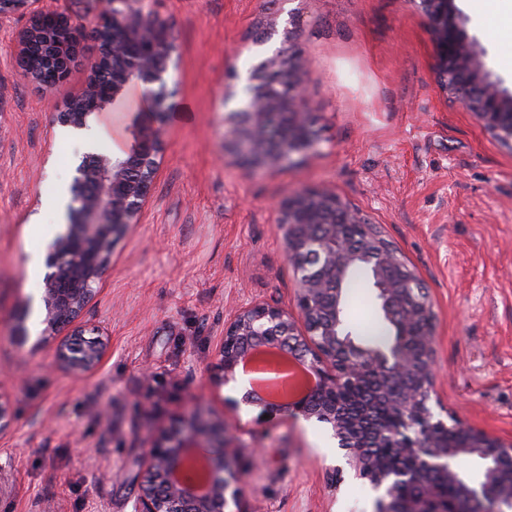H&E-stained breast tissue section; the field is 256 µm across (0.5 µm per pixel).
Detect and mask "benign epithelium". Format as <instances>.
Listing matches in <instances>:
<instances>
[{
  "label": "benign epithelium",
  "instance_id": "1",
  "mask_svg": "<svg viewBox=\"0 0 512 512\" xmlns=\"http://www.w3.org/2000/svg\"><path fill=\"white\" fill-rule=\"evenodd\" d=\"M38 0H0V22L30 15V23L17 39L22 76L47 90L61 88L78 46L90 41L95 52L83 87L66 99L58 113L64 127L83 129L89 118L115 102L132 85L144 86L151 112L132 132L130 147L120 155L85 152L75 167L71 188L75 195L66 231L47 250L50 272L44 278V336L73 324L92 299L95 287L110 262L114 238L136 223L151 195L160 165L163 115L168 109L167 74L175 50L171 29L151 23L145 0H106L88 23H72L61 12L35 8ZM425 23L437 48V69L468 62L471 38L456 24L452 32ZM284 56L275 51L249 71L246 95L226 118L228 135L239 159L252 152L264 156L267 132L282 116L302 137L301 143L266 163L292 165L299 156L316 149L318 141L306 134L309 113L302 84L285 100L264 94L268 76L278 73ZM512 97L497 83L487 86L484 105L497 108ZM327 199L339 206L332 191L320 188L289 196L279 205L287 253L298 276L293 314L268 304L240 310L224 328L218 361L211 372L217 386L237 381L250 371L241 402L259 415L293 414L314 420L332 432L341 451L333 469L335 480L344 476L368 482L378 492L374 512H512V442H506L466 425L450 415L435 412L434 321L429 297L411 288L416 274L406 272L404 287L383 277L398 262L397 252L376 231L356 244L341 226L314 235L318 223L306 208L310 200ZM356 262L376 272L378 301L388 315L400 312L401 329L386 347L366 349L343 330L338 290L326 287L328 279H342ZM419 320L428 323L421 349H412L404 328ZM106 354V343L89 339L75 348L57 350L59 368L82 376L96 370ZM282 355L298 362L312 386L299 384L285 369L261 355ZM405 379L397 395L387 394L390 381ZM371 379L377 394L387 399L397 425L375 429L374 444L363 437L359 417L336 403V391ZM238 438L224 424L214 423L199 410L181 417L153 440L138 475L134 512H241L245 493L235 459ZM386 448L393 456L408 458L412 470L400 469L374 452ZM480 465L474 480L463 479L467 462ZM463 484L458 500L448 499V483Z\"/></svg>",
  "mask_w": 512,
  "mask_h": 512
}]
</instances>
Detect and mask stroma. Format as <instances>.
<instances>
[{"label": "stroma", "mask_w": 512, "mask_h": 512, "mask_svg": "<svg viewBox=\"0 0 512 512\" xmlns=\"http://www.w3.org/2000/svg\"><path fill=\"white\" fill-rule=\"evenodd\" d=\"M492 80L512 93V37L477 23L512 0H455ZM174 34V94L163 158L137 224L116 240L81 317L37 344L46 267L29 272L63 222L60 185L85 145L57 114L83 84L75 66L53 94L26 80L0 23V369L10 425L0 434V512H133L153 435L201 409L236 429L243 512H373L364 481L336 482V442L315 421L261 418L210 381L225 326L242 307H296L278 203L325 187L377 224L428 289L443 414L512 440V151L438 83L434 39L414 0H148ZM294 22L317 149L253 171L224 145L225 91L242 95L258 20ZM139 88L91 133L128 149L148 112ZM41 221L47 237L28 234ZM27 310L28 340L14 325ZM104 337L101 366H56L59 342Z\"/></svg>", "instance_id": "1"}]
</instances>
